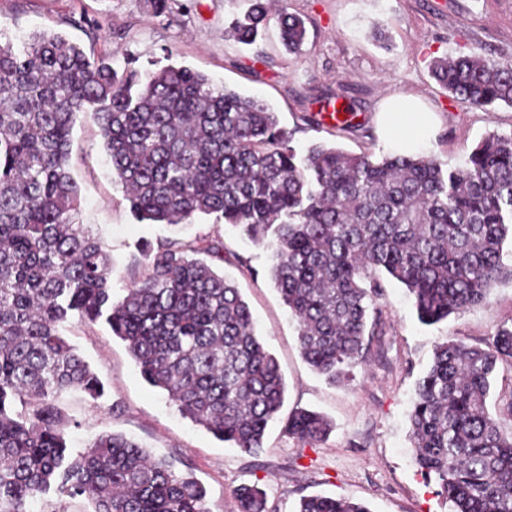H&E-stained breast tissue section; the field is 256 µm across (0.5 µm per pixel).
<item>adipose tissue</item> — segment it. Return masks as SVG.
<instances>
[{
	"label": "adipose tissue",
	"instance_id": "obj_1",
	"mask_svg": "<svg viewBox=\"0 0 512 512\" xmlns=\"http://www.w3.org/2000/svg\"><path fill=\"white\" fill-rule=\"evenodd\" d=\"M380 111L388 142L402 153L416 151L430 128L431 109L417 95L397 93L382 102Z\"/></svg>",
	"mask_w": 512,
	"mask_h": 512
}]
</instances>
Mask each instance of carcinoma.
<instances>
[{
    "label": "carcinoma",
    "mask_w": 512,
    "mask_h": 512,
    "mask_svg": "<svg viewBox=\"0 0 512 512\" xmlns=\"http://www.w3.org/2000/svg\"><path fill=\"white\" fill-rule=\"evenodd\" d=\"M233 26L254 42L269 0ZM290 50L305 21L280 16ZM432 74L476 108L512 106V61L447 57ZM91 113L135 219L190 223L216 216L272 250L274 287L297 322L305 362L332 383L381 334L368 322L383 271L434 324L484 302L512 281L502 262L512 243V133L483 138L462 166L432 155L374 160L315 144L300 153L295 131L261 99L213 87L204 74L167 66L146 78L92 61L58 34L21 45L0 41V512H44L54 489L93 512H210L203 487L152 457L138 441L103 434L72 456L57 398L103 385L65 336L73 319H105L142 378L215 438L255 453L280 414L286 384L256 333L238 288L213 261L219 240L146 244L142 276L113 298L112 260L81 222L70 171L73 131ZM512 363V327L485 346L447 338L419 379L410 420L425 477L455 512H512V434L488 410L498 363ZM329 422L301 410L284 432L324 439ZM237 512H267L266 492L244 487ZM297 512H369L322 495Z\"/></svg>",
    "instance_id": "1"
}]
</instances>
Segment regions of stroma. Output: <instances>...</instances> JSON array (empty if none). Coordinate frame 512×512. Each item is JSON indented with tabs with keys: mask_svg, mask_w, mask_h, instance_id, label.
<instances>
[{
	"mask_svg": "<svg viewBox=\"0 0 512 512\" xmlns=\"http://www.w3.org/2000/svg\"><path fill=\"white\" fill-rule=\"evenodd\" d=\"M280 4L306 23L308 37L300 52L286 51L274 16L255 44L239 42L229 27L246 10L245 0H167L161 14L148 0H0V35L16 40L49 30L79 45L89 58L142 74L170 64L190 67L216 86L265 100L281 126L295 130L301 152L327 143L376 159L393 154L380 133L377 106L394 93L421 95L433 107L435 129L421 151L447 167L463 165L487 134L512 132V107L484 110L454 100L431 74L432 62L448 56L512 59V0ZM337 102L353 107L355 129L334 128L330 113ZM70 168L80 188L82 219L112 255L115 296L142 274L145 243L221 239L219 268L239 288L284 375L283 413L309 409L332 424L330 434L313 444L289 437L275 423L258 453L229 447L183 418L145 382L125 344L104 322H74L63 334L98 375L104 394L93 400L71 390L59 397L69 420L71 453L83 452L101 433L125 434L177 471L191 472L211 512H234L237 490L251 485L266 491L268 512H295L301 497L316 494L350 499L368 512H454L435 480L425 478L413 448L416 385L444 337L481 346L498 327L512 324V282L496 285L484 303L427 326L418 320L406 289L386 281L374 301L382 335L354 368L352 381L333 384L301 356L296 323L269 276V249L211 217L176 226L137 222L112 177L91 116L78 118Z\"/></svg>",
	"mask_w": 512,
	"mask_h": 512,
	"instance_id": "stroma-1",
	"label": "stroma"
}]
</instances>
